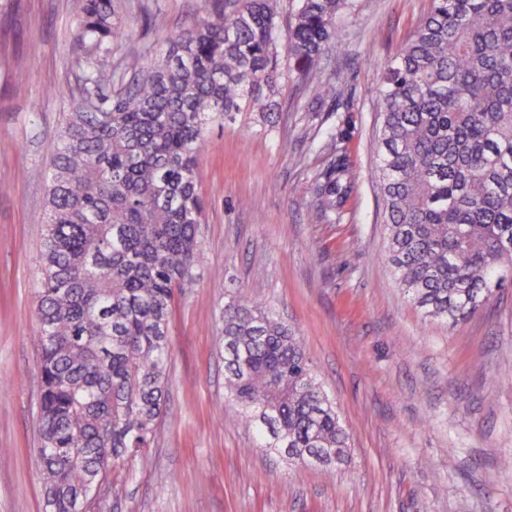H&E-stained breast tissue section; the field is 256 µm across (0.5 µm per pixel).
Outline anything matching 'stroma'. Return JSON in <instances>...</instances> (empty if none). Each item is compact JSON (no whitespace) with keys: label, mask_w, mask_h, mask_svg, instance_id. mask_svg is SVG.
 Returning a JSON list of instances; mask_svg holds the SVG:
<instances>
[{"label":"stroma","mask_w":512,"mask_h":512,"mask_svg":"<svg viewBox=\"0 0 512 512\" xmlns=\"http://www.w3.org/2000/svg\"><path fill=\"white\" fill-rule=\"evenodd\" d=\"M208 0H120L136 55L204 15ZM431 0H352L328 60L337 110L280 60L275 126L257 110L209 125L196 281L176 300L171 386L149 467L129 460L103 512H512V288L456 326L424 317L386 258L375 181L382 65ZM74 0H0V512H44L34 452L39 286L49 160L80 72ZM36 57L19 70L16 53ZM343 134L356 179L342 220L311 215L327 163L320 127ZM252 298L298 332L351 439L346 462L304 466L259 447L224 388L219 313Z\"/></svg>","instance_id":"obj_1"}]
</instances>
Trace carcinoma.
Instances as JSON below:
<instances>
[{
	"mask_svg": "<svg viewBox=\"0 0 512 512\" xmlns=\"http://www.w3.org/2000/svg\"><path fill=\"white\" fill-rule=\"evenodd\" d=\"M350 0H215L162 54L106 62L114 0H78L80 108L49 163L36 296L41 349L38 464L46 512H73L128 459L149 462L167 403L175 294L202 261L198 164L207 127L289 70L334 102L323 63ZM287 40L280 43L282 30ZM378 190L387 257L425 317L450 325L512 287V0H432L389 60L377 101ZM312 215L343 213L355 180L336 133ZM225 384L260 446L303 460L348 457L349 433L294 329L257 301L224 305Z\"/></svg>",
	"mask_w": 512,
	"mask_h": 512,
	"instance_id": "1",
	"label": "carcinoma"
}]
</instances>
